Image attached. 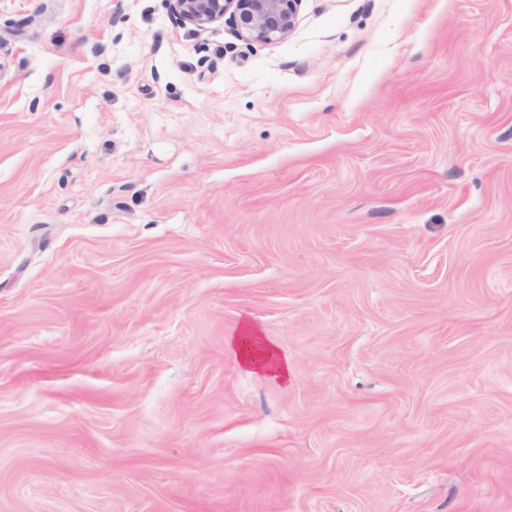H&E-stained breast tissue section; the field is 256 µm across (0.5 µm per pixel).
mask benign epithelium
Wrapping results in <instances>:
<instances>
[{"mask_svg":"<svg viewBox=\"0 0 512 512\" xmlns=\"http://www.w3.org/2000/svg\"><path fill=\"white\" fill-rule=\"evenodd\" d=\"M184 25L204 28L228 19L247 44H271L295 29L302 0H168Z\"/></svg>","mask_w":512,"mask_h":512,"instance_id":"benign-epithelium-1","label":"benign epithelium"}]
</instances>
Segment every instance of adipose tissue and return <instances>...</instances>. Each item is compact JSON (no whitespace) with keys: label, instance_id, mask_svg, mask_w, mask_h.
Returning a JSON list of instances; mask_svg holds the SVG:
<instances>
[{"label":"adipose tissue","instance_id":"ef3b65f1","mask_svg":"<svg viewBox=\"0 0 512 512\" xmlns=\"http://www.w3.org/2000/svg\"><path fill=\"white\" fill-rule=\"evenodd\" d=\"M226 344L245 368L287 380L291 372L287 355L270 343L250 319L240 322L235 335L228 337Z\"/></svg>","mask_w":512,"mask_h":512}]
</instances>
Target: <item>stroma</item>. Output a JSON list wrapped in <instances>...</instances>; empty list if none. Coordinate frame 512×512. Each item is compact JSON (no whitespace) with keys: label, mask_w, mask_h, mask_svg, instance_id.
<instances>
[{"label":"stroma","mask_w":512,"mask_h":512,"mask_svg":"<svg viewBox=\"0 0 512 512\" xmlns=\"http://www.w3.org/2000/svg\"><path fill=\"white\" fill-rule=\"evenodd\" d=\"M0 512H512V0H0ZM184 25L205 28L226 14L237 36L247 44H271L295 29L302 0H167ZM226 344L245 368L266 373L281 381L288 379L291 372L288 355L270 343L249 318L245 317L240 322L235 335L229 336Z\"/></svg>","instance_id":"stroma-1"}]
</instances>
